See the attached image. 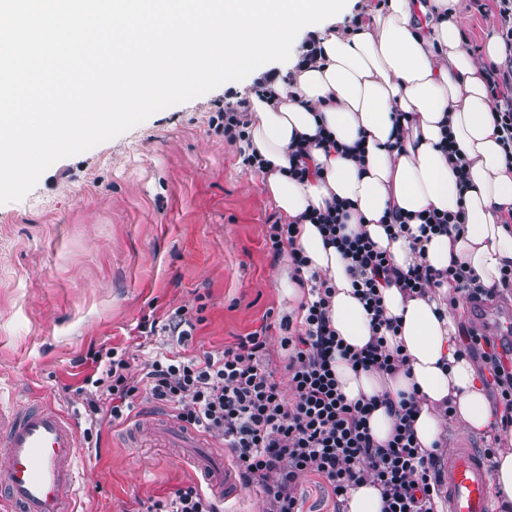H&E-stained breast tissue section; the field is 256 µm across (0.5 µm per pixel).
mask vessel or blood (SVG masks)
<instances>
[{"instance_id": "obj_1", "label": "vessel or blood", "mask_w": 512, "mask_h": 512, "mask_svg": "<svg viewBox=\"0 0 512 512\" xmlns=\"http://www.w3.org/2000/svg\"><path fill=\"white\" fill-rule=\"evenodd\" d=\"M479 331L512 340V309L473 307ZM79 415L52 401L18 402L0 394V512H77ZM149 437L175 448H199L203 437L156 417L145 426ZM210 490L223 495L235 483L231 471L210 456L197 457ZM446 512H494L488 463L466 439L448 450L441 469Z\"/></svg>"}]
</instances>
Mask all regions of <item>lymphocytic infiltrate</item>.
<instances>
[{
    "label": "lymphocytic infiltrate",
    "mask_w": 512,
    "mask_h": 512,
    "mask_svg": "<svg viewBox=\"0 0 512 512\" xmlns=\"http://www.w3.org/2000/svg\"><path fill=\"white\" fill-rule=\"evenodd\" d=\"M499 3L506 20L501 31L505 59L490 63L486 75L495 127L511 160L512 0ZM351 208V202L336 200L298 219L275 221L268 227L265 244L272 258H288L294 271L302 272L308 260L297 245L300 225H318L325 242L349 260L352 285L371 316L372 338L364 347L344 346L333 328L330 303L335 288L325 278L310 288L307 300L299 305L293 333L281 340L289 382L285 390L270 363L269 326L223 350L188 355L180 347L192 338L198 317L179 308L161 324L142 319V336L161 332L174 345L156 352L136 378L129 373L124 352L114 347L91 352L96 371L85 379L90 421L85 441H92L94 428L127 419L135 400L142 398L170 408L183 425L221 441L244 488L259 495L262 512H301L297 483L306 474L327 484L338 512H345L351 487L365 482L379 488L381 512H438L443 497L438 465L447 438L423 451L413 429L415 395L347 400L334 363L341 357L353 369L386 373L404 367L405 355L385 345L386 333L396 332L398 326L383 315L382 287L394 283L415 296L448 283L469 300L485 301L512 293V267L503 269L498 283L489 287L455 260L444 270L421 263L400 269L366 233L346 234ZM464 337L466 351L481 359L482 384L496 391L503 407L501 427L511 428L512 352L498 351L492 337L474 329L465 331ZM381 405L394 417L392 433L383 442L373 437L368 425L371 413ZM148 512H217V507L201 485L188 484L154 501Z\"/></svg>",
    "instance_id": "f902f5d3"
}]
</instances>
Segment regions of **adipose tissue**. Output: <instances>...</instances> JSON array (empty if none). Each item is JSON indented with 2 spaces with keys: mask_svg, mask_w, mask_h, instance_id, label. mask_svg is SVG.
Wrapping results in <instances>:
<instances>
[{
  "mask_svg": "<svg viewBox=\"0 0 512 512\" xmlns=\"http://www.w3.org/2000/svg\"><path fill=\"white\" fill-rule=\"evenodd\" d=\"M459 6L460 0H388L356 24L324 25L315 32L317 60L276 79L275 100L247 93V132L251 149L272 163L264 187L284 221L346 199L353 205L349 229L367 232L397 267L423 260L444 269L455 258L489 287L503 267H512V229L501 222L512 211V166L491 115L484 68L462 46ZM321 126L345 146L360 145L361 157L328 156L315 148L311 164L319 177L305 182L290 177V145ZM445 137L466 163L467 182H460L440 147ZM432 209L464 211L463 230L420 245L409 234L389 236L386 214L411 215L415 230L416 214ZM298 244L308 259L305 274L325 276L336 289L331 319L338 336L351 347L365 346L372 336L370 317L354 294L347 261L324 245L317 225L302 224ZM381 293L385 316L400 325L386 342L407 355L410 371L356 372L338 361L336 376L346 397L415 393V435L425 451L445 428L439 412L445 400H452L453 421L463 431L489 429L496 416L458 344L447 288L414 298L394 285Z\"/></svg>",
  "mask_w": 512,
  "mask_h": 512,
  "instance_id": "1",
  "label": "adipose tissue"
}]
</instances>
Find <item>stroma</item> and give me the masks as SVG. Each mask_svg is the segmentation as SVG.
<instances>
[{"instance_id":"obj_1","label":"stroma","mask_w":512,"mask_h":512,"mask_svg":"<svg viewBox=\"0 0 512 512\" xmlns=\"http://www.w3.org/2000/svg\"><path fill=\"white\" fill-rule=\"evenodd\" d=\"M464 45L483 59L484 37L505 20L497 0H461ZM228 82L151 115L127 132L49 167L20 201L0 204V387L37 391L83 409L89 349L127 348L138 373L152 347L137 325L175 309L201 312L194 352L273 327L268 349L280 384L279 323L299 300L264 238L280 213L264 177L243 170L237 145L209 125L235 105ZM127 422L103 425L84 469V512H146L154 500L201 481L194 448L145 438L126 445Z\"/></svg>"}]
</instances>
